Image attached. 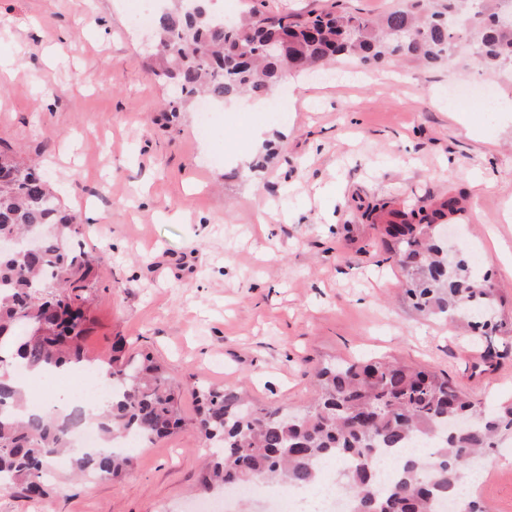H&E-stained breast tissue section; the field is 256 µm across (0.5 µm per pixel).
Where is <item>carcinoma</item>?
I'll return each instance as SVG.
<instances>
[{
	"label": "carcinoma",
	"instance_id": "1",
	"mask_svg": "<svg viewBox=\"0 0 512 512\" xmlns=\"http://www.w3.org/2000/svg\"><path fill=\"white\" fill-rule=\"evenodd\" d=\"M208 0H176L154 16L161 45L155 74L175 81L179 109L198 95L217 103L243 94L264 99L287 67V59L326 63L341 55L366 64L388 57L426 66L450 63L460 54L488 68L512 66V25L498 26L499 0H406L380 18L326 12L271 17L259 10L226 23ZM468 20L469 39L458 41L454 25ZM0 238L44 228L38 256L0 254V489L47 494L50 466L69 453L78 476L116 481L129 457L106 448L77 451L74 429L86 420L75 406L65 415L26 409L8 368L59 371L85 363L112 383V401L97 420L102 437L128 432L148 441L181 424L173 378L145 352L89 358L82 346L88 321V290L95 260L82 250L80 216L61 208L56 190L33 165L0 152ZM460 211L450 198L429 207L388 212L384 234L394 244L390 259L406 272L405 295L426 316L466 323L486 342L487 358L512 350V320L497 314V289L478 273L466 252L452 256L435 238L438 221ZM316 397L302 413L247 403L231 390H196V430L209 445L202 488L257 480L308 485L323 461L350 457L355 467L339 486L353 512H437L439 499L463 484L474 456L512 436V401L485 407L446 376L396 360L327 364L314 374ZM433 441L434 461L406 458L395 482L373 477L385 451Z\"/></svg>",
	"mask_w": 512,
	"mask_h": 512
}]
</instances>
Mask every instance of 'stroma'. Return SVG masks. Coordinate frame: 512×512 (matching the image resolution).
I'll list each match as a JSON object with an SVG mask.
<instances>
[{
  "mask_svg": "<svg viewBox=\"0 0 512 512\" xmlns=\"http://www.w3.org/2000/svg\"><path fill=\"white\" fill-rule=\"evenodd\" d=\"M403 0H265L272 14L340 9L378 17ZM131 0H0V49L17 71L0 84V149L38 163L67 209L84 213L96 260L89 355L117 338L165 365L181 387V428L127 449L117 481H72L55 466L41 504L0 490V512H195L204 442L193 423L201 385L246 392L255 405L303 411L323 363L396 359L448 376L493 405L512 397V355L485 363L464 331L409 304L368 211L384 201L456 197L449 251L479 258L512 316V71L474 63L427 69L344 56L289 76L288 111L242 98L201 132L197 111L168 113L170 87L141 45ZM481 81L480 99L448 91ZM274 147L264 169L245 157L254 130ZM271 203L267 228L259 204ZM469 489L484 512H512V444L486 453ZM474 92L480 94L489 103L494 102L496 90L491 85L479 83H468L455 87L451 92V98L455 104L461 106L470 99Z\"/></svg>",
  "mask_w": 512,
  "mask_h": 512,
  "instance_id": "stroma-1",
  "label": "stroma"
}]
</instances>
